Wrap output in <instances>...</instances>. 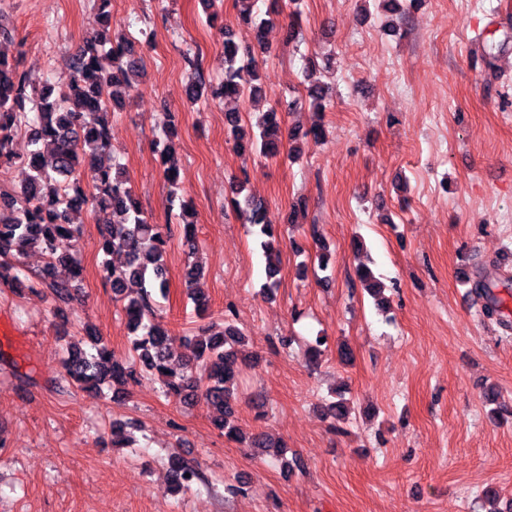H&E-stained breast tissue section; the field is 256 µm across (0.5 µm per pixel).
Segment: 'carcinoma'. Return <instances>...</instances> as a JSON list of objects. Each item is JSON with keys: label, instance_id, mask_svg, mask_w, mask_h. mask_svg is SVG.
I'll return each instance as SVG.
<instances>
[{"label": "carcinoma", "instance_id": "cac0c4a2", "mask_svg": "<svg viewBox=\"0 0 512 512\" xmlns=\"http://www.w3.org/2000/svg\"><path fill=\"white\" fill-rule=\"evenodd\" d=\"M257 0H235L241 20L253 27L260 48H266L265 30L280 14V0L261 18L256 13ZM250 51L235 41L230 31L224 32V83L212 91V97L235 100L245 92H260L255 85L258 70L249 63ZM111 60L110 67L101 64L102 57ZM143 71L142 58L135 56V42L111 39L104 34L98 40L80 47L71 56L68 72L62 79L57 97L54 88L41 89L20 71L19 63L0 55V163H19L26 171L24 182L12 193H0V284L19 288V275L4 274L6 260L29 250L40 251L46 259L36 273V283L50 291L55 301V314L66 320L63 306L73 297L70 280L82 275L81 261L72 252V241L78 234L76 215L95 207L112 210V223L101 228V250L105 259L99 265L100 275L112 282L122 300L127 327L132 334V359H140L163 384L166 397H185L200 393L214 415L213 423L229 438L248 441V447L270 451L262 435L245 437L232 424L234 401L231 386L246 366L254 365L242 353L246 336L230 320L224 321V334L190 338L182 337L193 351V365L173 358L174 337L156 320L155 296L168 290L166 243L172 236V224H156L143 211L118 164H105L104 157L111 138L109 107H121L136 77ZM259 134L247 137L239 121H231L237 148L249 138L255 151L263 156L276 153L281 119L274 109L264 113ZM24 130L31 150L17 158L9 148L11 135ZM237 206L245 207L251 224L259 227V246L265 258L266 282L262 292L270 295L277 286L279 274V241L271 233V221L265 205L244 193L243 184L234 189ZM118 253L126 257L124 268H111L108 256ZM65 269L70 279L60 276ZM365 289L376 297L381 308L387 304L382 288L373 273L363 266L356 269ZM188 288L197 311L207 308V297L200 288L201 267L189 262L185 273ZM471 292L483 300L482 316L504 322V302L496 293L498 281L484 272L468 277ZM91 347L59 337L63 351V367L72 384L86 392L98 393L109 385L120 392L135 380V363H115L102 338L87 332ZM203 481L198 469L178 455L169 457L171 491L188 490Z\"/></svg>", "mask_w": 512, "mask_h": 512}]
</instances>
